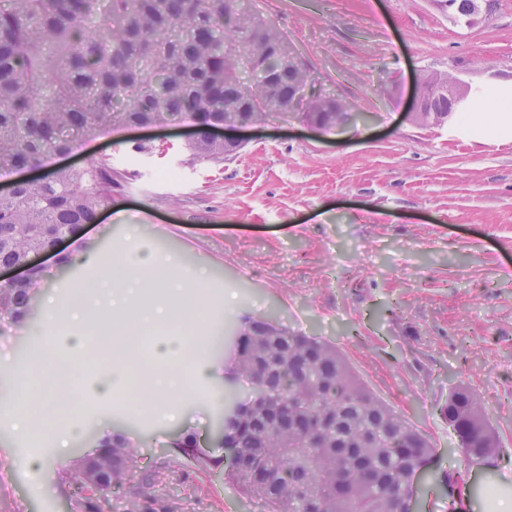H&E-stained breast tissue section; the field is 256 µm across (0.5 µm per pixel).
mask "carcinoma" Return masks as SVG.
Masks as SVG:
<instances>
[{"label":"carcinoma","instance_id":"cac0c4a2","mask_svg":"<svg viewBox=\"0 0 512 512\" xmlns=\"http://www.w3.org/2000/svg\"><path fill=\"white\" fill-rule=\"evenodd\" d=\"M231 8L232 0H0V169L38 167L47 155L70 151L76 134L105 136L118 122L149 126L163 117L197 128L188 162H223L224 143L212 130L246 98L234 49L253 40L272 48L283 39L259 17ZM443 8L467 21L481 12L479 0H443ZM274 69L282 94L276 104L286 108L300 72L278 63ZM427 108L436 126L456 110L446 93L431 96ZM310 111L332 129L352 116L342 100L315 102ZM119 176L100 158L15 182L0 196V266L94 223ZM31 301L29 284L0 285L1 317L17 319ZM255 333L284 337V362L255 363L248 355ZM236 363L251 391L224 409V451L230 475L266 512H406L413 475L433 448L334 345L259 320ZM255 401L279 413L281 426L249 427ZM444 414L448 425H461L458 467L443 475L448 483L500 448L477 393L450 391ZM104 451L114 459L112 487L120 489L139 468L138 456L121 437Z\"/></svg>","mask_w":512,"mask_h":512}]
</instances>
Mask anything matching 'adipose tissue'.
<instances>
[{"label": "adipose tissue", "mask_w": 512, "mask_h": 512, "mask_svg": "<svg viewBox=\"0 0 512 512\" xmlns=\"http://www.w3.org/2000/svg\"><path fill=\"white\" fill-rule=\"evenodd\" d=\"M65 265L91 267V280L55 293L45 317L55 343L83 354L87 340L108 349L92 375L78 380L70 357L49 354L41 378L10 376L0 387V427L26 435L32 406L53 418L66 404H87L112 427V400L151 406L169 421L170 404L192 400L206 388L224 386V365L213 355L211 330L224 323L228 301L208 297L209 270L186 265L174 252L129 235L119 249L81 247Z\"/></svg>", "instance_id": "ef3b65f1"}]
</instances>
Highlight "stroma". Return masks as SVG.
<instances>
[{
    "label": "stroma",
    "instance_id": "stroma-1",
    "mask_svg": "<svg viewBox=\"0 0 512 512\" xmlns=\"http://www.w3.org/2000/svg\"><path fill=\"white\" fill-rule=\"evenodd\" d=\"M302 53L313 81L360 112L322 135L276 119L244 130L240 151L220 164L185 162L186 125L130 128L82 139L56 156L83 167L107 157L121 179L112 204L84 241L113 246L124 223L212 271L211 295L235 296L224 315L225 390L245 396L234 374L241 334L258 319L334 343L366 385L433 446L415 488L420 512H445L441 478L457 438L443 414L463 386L485 404L503 455L473 468L461 512H500L512 499V127L409 121L426 72L459 76L472 88L512 89V0H482L472 26L436 0H248ZM150 139L145 154L134 141ZM24 325L0 323V358L32 372L46 356ZM215 395L179 406L177 430L149 413L113 409L112 430L140 456L136 499L112 492L100 512H264L227 476L213 437L224 425ZM97 425L83 419L72 447L50 448L40 433L0 430V512H81L72 476L95 449ZM191 437L213 465L173 445Z\"/></svg>",
    "mask_w": 512,
    "mask_h": 512
}]
</instances>
